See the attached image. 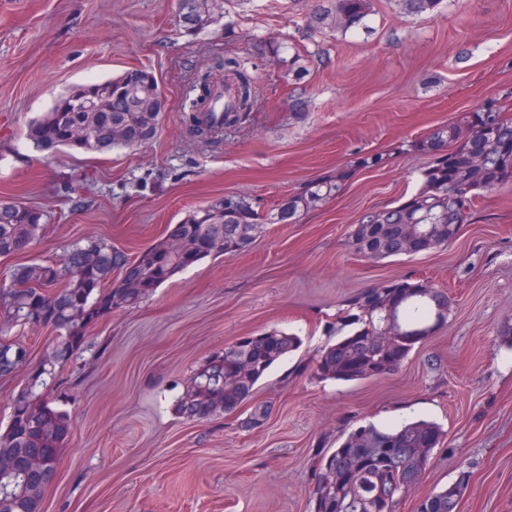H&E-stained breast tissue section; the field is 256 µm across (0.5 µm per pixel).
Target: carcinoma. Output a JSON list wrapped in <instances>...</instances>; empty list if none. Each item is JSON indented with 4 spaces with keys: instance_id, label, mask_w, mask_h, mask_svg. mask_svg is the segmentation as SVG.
<instances>
[{
    "instance_id": "carcinoma-1",
    "label": "carcinoma",
    "mask_w": 512,
    "mask_h": 512,
    "mask_svg": "<svg viewBox=\"0 0 512 512\" xmlns=\"http://www.w3.org/2000/svg\"><path fill=\"white\" fill-rule=\"evenodd\" d=\"M409 15L434 12L440 0H403ZM195 32L223 14L224 0H193ZM371 0H325L307 17L302 36L346 32L371 11ZM288 72L307 68L299 45L291 44ZM212 69L224 71V86L234 101L217 120L204 111L220 97L210 74L192 90L196 132L217 137L248 121L258 102L256 79L231 56L216 57ZM164 95L149 70L134 80L129 72L77 87L61 96L28 126L37 150L55 140L85 152L133 149L158 134L162 113L154 111ZM88 99L91 106L76 104ZM505 107L487 101L460 112L412 147L431 155L420 187L395 206L365 212L350 233L355 250L369 259L407 256L409 237L419 252L452 243L483 192L512 183V120ZM346 175L309 183L267 210L252 198L228 195L212 201L172 227L167 239L135 257L112 247L103 237L74 244L55 263L32 262L14 268L0 286V381L19 378L26 389L13 401L8 424L0 433V512H41V495L58 467L68 437V412L51 405L49 386L57 369L86 343L89 326L115 310L139 306L177 272L214 255L250 249L267 224H296L302 215L338 195ZM45 228V214L15 202L0 201V256L31 248ZM132 269V278L112 280V273ZM448 294L411 278L392 279L361 292L336 323V342L317 351L315 374L326 380L360 381L397 370L416 345L448 322ZM42 327L55 336L52 352L35 362L29 348L11 336L14 329ZM301 346L299 336L281 330L249 334L224 351L208 356L190 375L173 401L179 418L196 422L231 414L253 398L258 382ZM441 428L415 420L387 428L360 425L344 432L336 448L320 460L313 491L315 512H396L401 496L418 481ZM464 480L448 484L419 504L418 512H455Z\"/></svg>"
}]
</instances>
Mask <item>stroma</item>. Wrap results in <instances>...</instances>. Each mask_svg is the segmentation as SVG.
Returning <instances> with one entry per match:
<instances>
[{
	"label": "stroma",
	"mask_w": 512,
	"mask_h": 512,
	"mask_svg": "<svg viewBox=\"0 0 512 512\" xmlns=\"http://www.w3.org/2000/svg\"><path fill=\"white\" fill-rule=\"evenodd\" d=\"M315 4L229 0L218 22L187 33L176 0H0V200L47 216L32 248L0 257V284L93 235L132 257L214 199L267 208L347 175L299 223L268 225L250 251L205 258L89 327L53 395L74 425L41 512H314L318 461L345 428L418 419L443 437L397 512L460 478L457 512H512V185L481 196L445 248L372 260L349 238L363 212L417 191L428 157L414 142L489 99L512 119V0H441L421 17L372 0L357 27L304 41L298 80L272 63L270 42L301 39ZM224 54L256 77L260 103L245 126L201 142L182 99ZM130 68L153 71L170 103L153 142L105 154L33 147L30 121L58 98ZM377 153L385 167L353 169ZM407 276L447 291V324L393 373L317 378L337 314ZM272 329L302 345L256 388L252 404L272 408L262 427L246 425L252 405L191 424L174 414L208 355Z\"/></svg>",
	"instance_id": "1"
}]
</instances>
